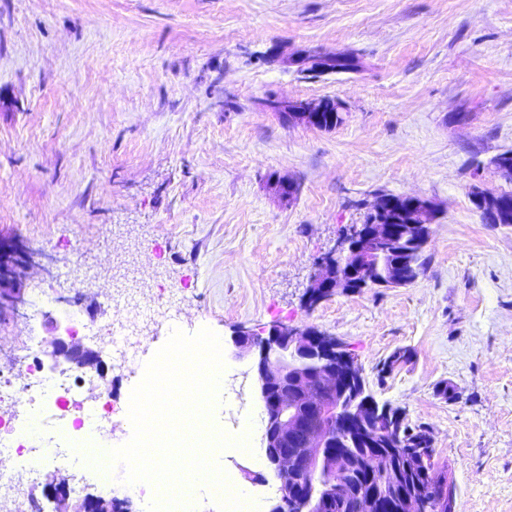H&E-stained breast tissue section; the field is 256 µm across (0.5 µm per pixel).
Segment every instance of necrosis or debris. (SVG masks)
I'll use <instances>...</instances> for the list:
<instances>
[{"label": "necrosis or debris", "instance_id": "4bbe7bcc", "mask_svg": "<svg viewBox=\"0 0 512 512\" xmlns=\"http://www.w3.org/2000/svg\"><path fill=\"white\" fill-rule=\"evenodd\" d=\"M18 358L22 376L0 372V512H20L48 465L68 468L81 483L80 468L70 462L72 448L91 445V432L107 429L116 412L99 373L52 370L27 344Z\"/></svg>", "mask_w": 512, "mask_h": 512}]
</instances>
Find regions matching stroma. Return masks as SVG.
<instances>
[{
    "mask_svg": "<svg viewBox=\"0 0 512 512\" xmlns=\"http://www.w3.org/2000/svg\"><path fill=\"white\" fill-rule=\"evenodd\" d=\"M300 49L362 68L264 61ZM270 97L335 98L343 122L285 123ZM510 150L512 0H0V235L43 255L28 298L62 322L84 295L103 324L109 296L162 274L181 330L223 342L236 390L216 417L254 436L219 465L269 508L256 375L232 338L283 324L335 337L378 402L429 430L455 512H512V224L473 203L512 193L491 164ZM384 193L434 209L424 274L306 307L320 259ZM30 315L0 316V370L47 338Z\"/></svg>",
    "mask_w": 512,
    "mask_h": 512,
    "instance_id": "stroma-1",
    "label": "stroma"
}]
</instances>
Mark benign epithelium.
Returning <instances> with one entry per match:
<instances>
[{
  "label": "benign epithelium",
  "instance_id": "1",
  "mask_svg": "<svg viewBox=\"0 0 512 512\" xmlns=\"http://www.w3.org/2000/svg\"><path fill=\"white\" fill-rule=\"evenodd\" d=\"M320 53L304 51L288 57L287 63L304 72ZM265 107L290 123L315 127L323 108L315 99L265 101ZM406 204L407 223L421 229L432 223L434 210L429 202L412 195L380 197L367 224L354 225L335 252L320 263L306 295L307 303L317 304L338 289L360 291L371 286L368 266L394 242L398 227L391 216L398 205ZM480 212L488 224L512 219V199L494 196L478 198ZM42 267L39 254L18 242L0 236V313L17 316L28 305L24 273ZM49 341V362L69 369L96 365L104 368L100 346H87L70 336L69 329L55 323ZM238 355H253L260 399L264 406L263 444L270 456L279 483V500L272 512H328L339 502L341 487L336 480L324 485L326 494L302 491L303 475L314 480L334 463L328 448L335 442H353L374 448V438L365 433L373 418L388 453L373 457L374 473L367 495L353 503L355 512H443L448 497L442 485L440 498L429 508L425 498L414 491L397 493L391 457L424 463L427 450L412 448L402 436L405 414L379 404L367 392L355 356L336 338L311 328L275 325L268 337L242 332L234 340ZM293 384L296 402L288 400V384ZM44 497L53 504L52 512H112L116 502L93 495L75 496L70 480L56 474L41 483Z\"/></svg>",
  "mask_w": 512,
  "mask_h": 512
}]
</instances>
